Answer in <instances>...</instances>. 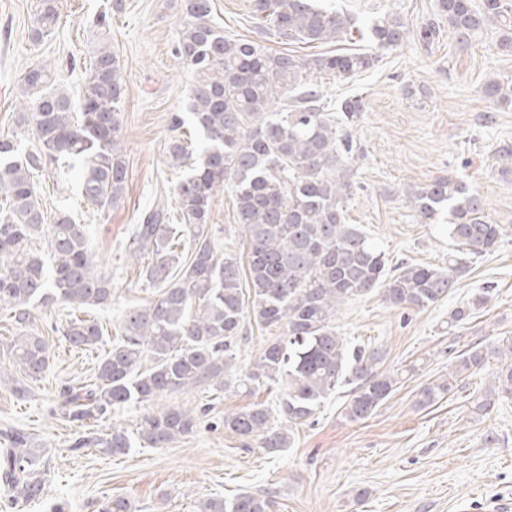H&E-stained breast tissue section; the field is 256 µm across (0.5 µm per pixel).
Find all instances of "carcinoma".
Masks as SVG:
<instances>
[{"mask_svg": "<svg viewBox=\"0 0 512 512\" xmlns=\"http://www.w3.org/2000/svg\"><path fill=\"white\" fill-rule=\"evenodd\" d=\"M211 0H184L175 55L192 77L187 111L203 135L194 148L182 137L184 118L172 115L166 151L170 165L187 172L173 186L175 214L158 207L133 225L134 257L146 260L141 276L157 289L147 304L127 308L119 333L105 351L96 382L66 385L60 409L72 423L100 420L132 402L147 410L136 432L150 448H163L197 429L199 413L152 402L197 387L217 390L274 386V420L263 403L224 415V429L253 438L260 447H290L294 426L308 420L336 390L350 387L344 418L372 416L396 390L398 373L383 368L382 347L349 349L336 330L342 305L373 291L394 308L424 309L448 297L455 277L472 257L492 251L504 235L489 222L479 198L450 178L407 191L418 221L430 224L448 212V236L456 255L448 269L415 264L388 266L384 250L359 224L346 222L347 203L358 188L353 167L362 158L350 128L366 103L343 100L332 111L313 76L347 79L379 62L376 53L314 54L300 58L259 42L234 38L212 21ZM438 22L420 29L432 42L448 38L467 45L490 23L499 26L498 49L512 52V0H438ZM253 15L274 35L303 44L347 39L356 19L315 0H253ZM55 0H39L32 43L58 27ZM375 49L403 43L409 30L389 10L366 27ZM484 95L512 106V76L494 77ZM18 122L31 127L33 143L22 150L15 138H0V310L11 313L18 334L0 341L12 363L33 381L49 364L45 337L33 328L32 309L61 303L72 309L102 308L112 302V278L90 255L87 228L67 208L48 212L36 179L76 173L80 195L93 211L119 203L127 166L120 129L125 90L120 61L100 42L85 70L80 107L56 85L52 69L35 63L19 82ZM231 192L235 221L247 242V264L237 255H218L210 221L211 201ZM176 223H169L170 219ZM47 239L48 255L34 248ZM270 338L251 369L238 365L247 343L245 323ZM59 332L73 348L106 344L94 319L73 317ZM504 364L491 391L512 400V339L488 351L472 346L440 376L417 392L425 409L455 393L464 374L482 369L488 355ZM152 365L142 369L145 360ZM0 448V482L13 498L28 503L44 490L40 458L21 432L5 435ZM76 448L123 454L127 431L114 428L82 438ZM198 512H276L275 496L242 492L231 499L209 497Z\"/></svg>", "mask_w": 512, "mask_h": 512, "instance_id": "carcinoma-1", "label": "carcinoma"}]
</instances>
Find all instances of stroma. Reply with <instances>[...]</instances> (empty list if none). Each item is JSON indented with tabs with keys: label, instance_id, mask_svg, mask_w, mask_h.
Wrapping results in <instances>:
<instances>
[{
	"label": "stroma",
	"instance_id": "1",
	"mask_svg": "<svg viewBox=\"0 0 512 512\" xmlns=\"http://www.w3.org/2000/svg\"><path fill=\"white\" fill-rule=\"evenodd\" d=\"M328 2L362 22L394 11L410 31L372 69L325 84L333 101L366 100L352 130L365 156L357 164L359 188L347 204L348 223L362 225L390 264L447 266L445 219L419 223L405 192L448 177L479 194L491 223L503 226L496 248L470 260L448 298L429 308L395 309L376 296L342 305L336 317L340 335L352 347H384L385 368L401 371L402 380L383 406L357 423L343 418L347 391L339 389L295 427L291 447L278 453L224 428L227 413L254 403L275 405V395L263 388L167 396V403L206 404L210 412L191 436L164 448L137 444L113 456L75 448L92 431H134L144 408L128 404L91 429L55 414L61 387L91 379L104 351L73 349L55 332L67 308H37L35 326L49 343V367L34 382L0 352V434L23 432L44 454L45 493L20 507L0 503V512H54L60 504L66 512H98L103 499L116 497L129 499L132 512H196L202 499L242 491L274 492L277 512H485L488 499L512 498V402L497 400L480 415L472 411L500 366L497 357L466 377L454 397L423 410L415 404L418 390L447 374L470 343L480 340L493 348L512 337V172L501 158L504 148L512 149V106L483 94L490 77L512 76V55L497 49L492 24L466 47L445 37L424 43L419 30L435 19L437 0ZM37 3L0 0V136L19 133L24 149L33 142L31 133H20L17 118L18 84L35 61L48 63L75 98L99 40L111 43L120 61L128 163L121 202L89 219L77 183L59 189L48 177L38 179L44 206H69L77 223L89 226L93 259L112 277V304L77 314L97 320L110 338L127 307L152 298L138 266L126 260L132 226L144 211L174 204L171 186L179 171L169 164L166 144L170 117L185 112L190 84L174 55L183 0H123L116 13L112 0H57L58 28L35 44L29 31ZM212 7L225 33L303 57L316 52L266 32L253 16L252 0H212ZM106 11L110 25L98 28L96 19ZM210 223L220 250L244 255L230 192L214 196ZM485 289L488 303L449 327L452 312Z\"/></svg>",
	"mask_w": 512,
	"mask_h": 512
}]
</instances>
